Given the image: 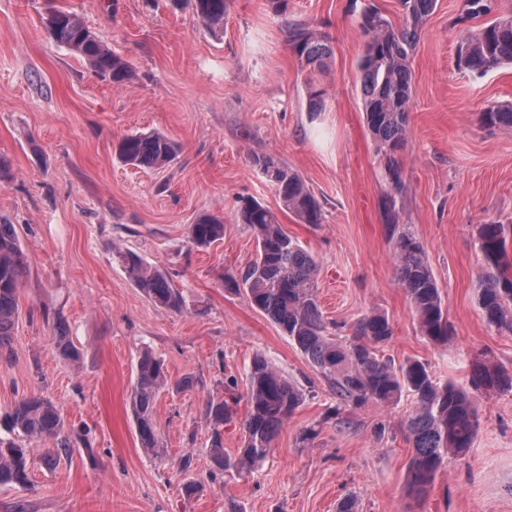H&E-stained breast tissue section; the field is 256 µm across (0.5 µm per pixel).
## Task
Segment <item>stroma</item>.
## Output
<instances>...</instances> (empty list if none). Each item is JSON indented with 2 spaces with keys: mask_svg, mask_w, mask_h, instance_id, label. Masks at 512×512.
Segmentation results:
<instances>
[{
  "mask_svg": "<svg viewBox=\"0 0 512 512\" xmlns=\"http://www.w3.org/2000/svg\"><path fill=\"white\" fill-rule=\"evenodd\" d=\"M349 2L288 0L278 15L268 0H234L215 36L191 7L167 0H0V218L15 225L26 256L10 351L0 356V422L22 397L41 395L58 406L74 444L71 459L46 465L47 440L31 441L30 483L0 488V512H337L349 496L358 512H512V393L480 397L470 450L449 457L425 497H410L412 398L325 420L336 404L327 384L225 285L255 255L240 206L279 207L252 163L267 154L297 171L322 206L319 224L289 213L280 221L318 264L319 304L333 333L348 334L377 309L394 329L383 352L396 361L420 360L462 385L477 359L512 372V333L489 327L475 302L483 261L474 231L489 220L512 224V129L480 119L489 103L512 102V65L479 77L458 67L469 27L463 0H437L411 57L400 221L423 245L447 305L452 338L435 345L419 334L397 279L381 209L385 165L356 86L364 39ZM52 4L82 17L129 62L133 80H102L54 42L45 27ZM293 21L331 35L326 73H309L293 55ZM312 84L323 91L317 112ZM151 131L179 144L175 161L160 170L121 163L119 139ZM205 213L223 216L224 237L198 249L188 226ZM123 251L168 277L182 311L140 293ZM62 331L79 361L59 355ZM145 348L169 380L154 407L159 457L142 449L130 401ZM258 353L311 392L251 475H213L207 402L236 399L224 427V448L236 452ZM315 423L319 436L300 447ZM189 481L199 486L192 499Z\"/></svg>",
  "mask_w": 512,
  "mask_h": 512,
  "instance_id": "35a3bbf8",
  "label": "stroma"
}]
</instances>
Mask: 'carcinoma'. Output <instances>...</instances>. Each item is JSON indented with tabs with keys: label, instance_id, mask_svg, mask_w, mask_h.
<instances>
[{
	"label": "carcinoma",
	"instance_id": "1",
	"mask_svg": "<svg viewBox=\"0 0 512 512\" xmlns=\"http://www.w3.org/2000/svg\"><path fill=\"white\" fill-rule=\"evenodd\" d=\"M207 28L224 30L232 0H190ZM400 21L394 25L374 6H364L358 27L364 37L359 60L360 98L365 125L384 160L389 192L382 208L389 224L397 260V278L403 288L421 335L441 345L451 339V326L433 268L424 247L400 227L397 198L406 189L397 156L407 138L412 101L411 55L434 13L437 0H398ZM487 0H464L466 19L487 16ZM49 35L59 45L78 54L98 75L114 84L131 79L129 64L98 39L77 14L56 9L47 23ZM286 38L292 53L313 73L329 69L333 50L328 37L305 22L288 24ZM458 64L474 75L512 64V19L495 18L470 30L458 48ZM487 127L512 128V102H493L481 112ZM177 143L159 132L124 136L116 154L126 165L159 170L178 156ZM253 165L275 188L281 207L304 224L322 223L319 201L304 179L292 168L266 154L255 155ZM238 221L256 239L257 255L233 280L236 290L258 311L268 316L297 347L343 406L368 403L392 405L403 394L411 395L416 410L408 420V441L413 455L409 466L410 493L421 498L450 456L464 454L473 444L479 425L476 397L512 392V374L495 365H472L470 388L440 381L426 363L406 359L401 363L379 354L393 336L388 317L372 311L359 318L352 334L341 337L329 331L318 305L319 270L314 257L282 227L276 212L252 201L238 210ZM189 241L207 248L224 236V220L203 214L189 225ZM484 268L475 284V300L489 326L512 332V276L505 268L512 225L491 221L476 225ZM120 257L135 286L156 305L174 312L182 299L166 276L139 257ZM25 257L15 226L0 223V355L11 345L18 310V296L25 273ZM163 364L149 351L138 357L131 404L141 447L154 453L162 447L153 417L159 395L166 389ZM247 411L242 421L243 444L237 454L224 453V422L231 415L224 400L208 402L209 454L215 471L244 477L268 456L272 443L288 417L305 401L306 388L275 368L265 357L253 358L246 375ZM15 435L0 440V486H23L34 463L25 438H49L55 447L43 460L57 463L68 457L72 444L65 421L49 399L31 395L15 405L6 420Z\"/></svg>",
	"mask_w": 512,
	"mask_h": 512
}]
</instances>
